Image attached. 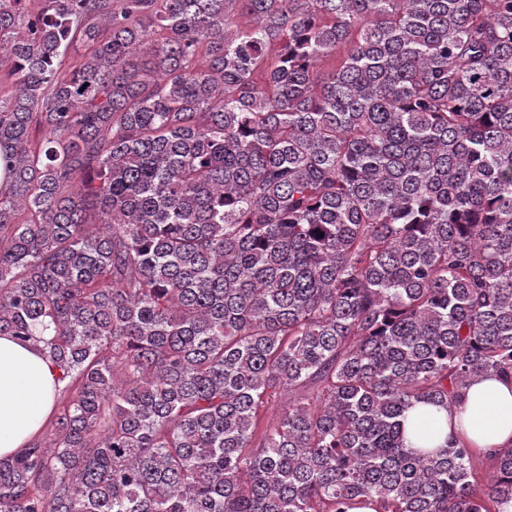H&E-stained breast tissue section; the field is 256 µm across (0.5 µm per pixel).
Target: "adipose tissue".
Segmentation results:
<instances>
[{"mask_svg": "<svg viewBox=\"0 0 512 512\" xmlns=\"http://www.w3.org/2000/svg\"><path fill=\"white\" fill-rule=\"evenodd\" d=\"M56 370L38 351L0 336V457L35 440L55 404ZM409 422L434 444L456 438L481 452L512 445V381L498 376L478 380L457 409L419 408Z\"/></svg>", "mask_w": 512, "mask_h": 512, "instance_id": "1", "label": "adipose tissue"}]
</instances>
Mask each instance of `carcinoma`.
<instances>
[{
	"label": "carcinoma",
	"mask_w": 512,
	"mask_h": 512,
	"mask_svg": "<svg viewBox=\"0 0 512 512\" xmlns=\"http://www.w3.org/2000/svg\"><path fill=\"white\" fill-rule=\"evenodd\" d=\"M0 70V512L512 506L407 432L512 380V0H0ZM56 370L38 351L0 336V457L35 440L55 404ZM54 412L40 437L51 429Z\"/></svg>",
	"instance_id": "carcinoma-1"
}]
</instances>
